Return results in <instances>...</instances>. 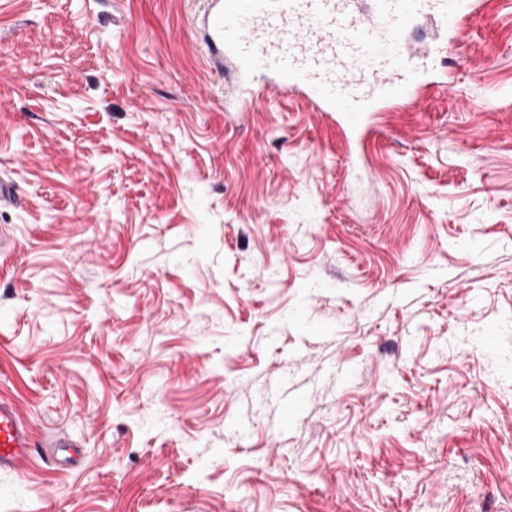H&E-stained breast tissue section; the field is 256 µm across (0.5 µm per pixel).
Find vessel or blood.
Listing matches in <instances>:
<instances>
[{
    "label": "vessel or blood",
    "instance_id": "1",
    "mask_svg": "<svg viewBox=\"0 0 512 512\" xmlns=\"http://www.w3.org/2000/svg\"><path fill=\"white\" fill-rule=\"evenodd\" d=\"M372 13L349 0H205L191 30L208 60H232L240 80L268 68L283 93L306 97L350 132L366 131L373 113L415 99L426 76L398 46L424 6L448 33L477 14L478 0H372ZM39 441L15 404L0 398V470L34 466Z\"/></svg>",
    "mask_w": 512,
    "mask_h": 512
}]
</instances>
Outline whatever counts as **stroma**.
Listing matches in <instances>:
<instances>
[{"mask_svg":"<svg viewBox=\"0 0 512 512\" xmlns=\"http://www.w3.org/2000/svg\"><path fill=\"white\" fill-rule=\"evenodd\" d=\"M203 0H0V512H512V0L351 139ZM39 447L38 438L15 404L0 398V470L26 474L35 464Z\"/></svg>","mask_w":512,"mask_h":512,"instance_id":"obj_1","label":"stroma"}]
</instances>
